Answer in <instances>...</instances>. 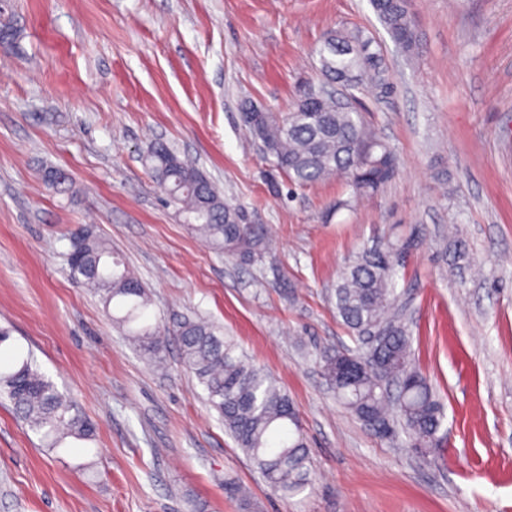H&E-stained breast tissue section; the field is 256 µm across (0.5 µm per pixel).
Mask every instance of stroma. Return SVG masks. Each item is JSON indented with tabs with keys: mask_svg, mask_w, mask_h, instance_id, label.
<instances>
[{
	"mask_svg": "<svg viewBox=\"0 0 512 512\" xmlns=\"http://www.w3.org/2000/svg\"><path fill=\"white\" fill-rule=\"evenodd\" d=\"M405 52L369 0H0V356L32 353L91 422L56 450L0 398V512H512V0H409ZM363 27L393 90L355 100L395 150L349 207L342 179L291 188L241 121L319 84L326 32ZM202 169L275 248L242 263L192 233L151 180V141ZM68 172L69 190L42 180ZM94 225L145 283L151 320L201 317L292 399L311 484L284 498L246 457L168 339L154 370L69 274L66 232ZM416 231L399 279L414 360L446 409L422 457L378 438L317 363L354 347L332 293L353 256ZM468 244L453 274L445 245Z\"/></svg>",
	"mask_w": 512,
	"mask_h": 512,
	"instance_id": "35a3bbf8",
	"label": "stroma"
}]
</instances>
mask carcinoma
<instances>
[{
	"label": "carcinoma",
	"mask_w": 512,
	"mask_h": 512,
	"mask_svg": "<svg viewBox=\"0 0 512 512\" xmlns=\"http://www.w3.org/2000/svg\"><path fill=\"white\" fill-rule=\"evenodd\" d=\"M377 19L405 51L418 45L408 0H370ZM320 70L352 90L376 87L387 94L392 85L375 41L360 29L329 31L318 50ZM264 141L295 187L340 177L351 196L370 195L392 176L395 156L363 121L359 111L307 85L287 112H264ZM151 177L190 220L194 232L216 252L243 262L264 256L269 237L261 224H250L244 211L227 203L198 168L178 158L163 142L153 143L146 156ZM45 184L62 191L69 178L60 170H44ZM68 261L72 278L103 293L105 304L119 312L114 320L139 351L157 361L162 344L179 342L185 366L207 392V401L224 428L251 459L267 485L284 498L309 484V448L292 401L276 380L238 353V343L211 322L188 318L163 328L147 322L152 300L148 290L125 268L122 258L94 227L71 230ZM414 235L391 233L381 248L359 251L341 272L334 289L336 315L361 347L326 348L320 366L336 397L359 420L426 456L441 448L445 411L439 395L412 363L408 322L398 308L400 265L393 254L410 252ZM6 395L19 416L41 436L47 448L67 439L89 440L93 426L71 414V404L41 374L30 356L16 354L0 368V395Z\"/></svg>",
	"instance_id": "carcinoma-1"
}]
</instances>
